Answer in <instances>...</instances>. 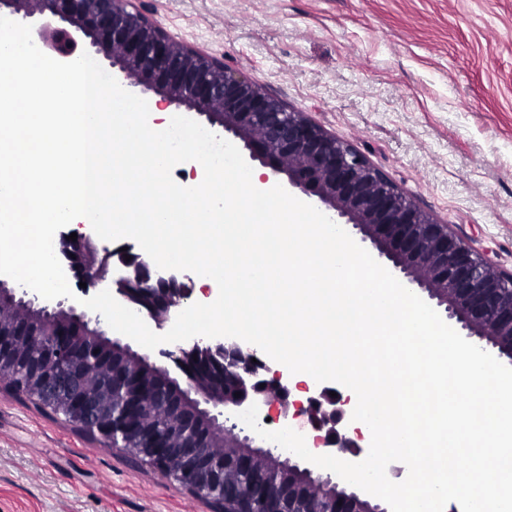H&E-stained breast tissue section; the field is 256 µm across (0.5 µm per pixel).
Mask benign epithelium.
<instances>
[{"label": "benign epithelium", "mask_w": 512, "mask_h": 512, "mask_svg": "<svg viewBox=\"0 0 512 512\" xmlns=\"http://www.w3.org/2000/svg\"><path fill=\"white\" fill-rule=\"evenodd\" d=\"M2 14L31 22L54 59L101 55L120 85L151 93L159 105L183 108L231 136L267 170L263 181L278 179L324 206L332 221L370 243L395 277L444 308L465 339L477 338L476 346L512 365V272L498 270L352 145L223 59L173 41L133 0H0ZM66 236L61 232L56 241L65 273L110 290L158 329L174 323L191 298L190 277L158 268L145 252L102 245L80 231L74 241ZM0 298L17 309L9 322L0 321V383L42 408L60 407L73 426L156 468L211 512H391L382 499L336 481L334 473L292 462L239 426L237 414L254 403L262 426L272 414L306 418L318 432V454L344 460L358 447L343 429L344 402L325 387L304 403L292 399V376L256 345L191 338L161 350L169 364L159 365L108 334L100 314L67 297L48 303L0 275ZM34 310L64 312L79 330L30 325L25 313ZM103 345L116 354L110 363L94 357ZM33 347L42 359L27 364ZM159 420L171 423L168 434L157 429ZM240 470L250 482L225 496Z\"/></svg>", "instance_id": "benign-epithelium-1"}]
</instances>
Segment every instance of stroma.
<instances>
[{
	"mask_svg": "<svg viewBox=\"0 0 512 512\" xmlns=\"http://www.w3.org/2000/svg\"><path fill=\"white\" fill-rule=\"evenodd\" d=\"M512 272V0H135ZM0 512H210L0 385Z\"/></svg>",
	"mask_w": 512,
	"mask_h": 512,
	"instance_id": "obj_1",
	"label": "stroma"
}]
</instances>
